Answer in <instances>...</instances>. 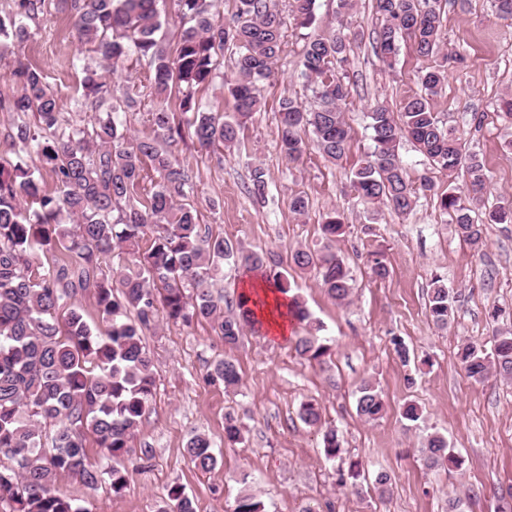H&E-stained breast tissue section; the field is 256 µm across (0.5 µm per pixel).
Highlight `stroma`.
<instances>
[{
	"instance_id": "1",
	"label": "stroma",
	"mask_w": 512,
	"mask_h": 512,
	"mask_svg": "<svg viewBox=\"0 0 512 512\" xmlns=\"http://www.w3.org/2000/svg\"><path fill=\"white\" fill-rule=\"evenodd\" d=\"M374 5L375 0H356L340 20L336 0H316L315 22L306 30L294 20V0H281L283 53L261 86L262 108L240 144L216 155L189 143L171 147L196 184L190 202L200 222L232 243L274 252L283 269H291L295 249L322 248L327 212L342 215L349 229L336 247L353 278L349 301L331 299L315 271L296 272L291 281L293 293L320 322L321 337L332 344L330 360L320 365L296 353L295 339L306 333L299 320L292 336L275 343L245 328L233 347L209 322L186 327L160 320L144 336L156 367V391L133 441L135 449H148V456L133 457L130 482L118 494L106 485L91 490L71 479L58 485L89 512H155L174 484L194 498L197 512H233L246 489L263 502L265 512H301L311 502L332 503L334 512H448L452 492L462 499L461 512H496L499 497L512 490V382L493 376L475 382L456 356L461 343L488 346L497 332L512 329V224L486 225L483 244L475 246L459 235L433 196H420L415 209L401 215L364 207L350 188L352 170L371 146L365 112L378 102L399 111L405 99L419 93V74L427 65L404 41L394 69L383 67L373 50L379 26ZM337 27L352 43L341 66L352 87L343 107L350 149L334 163L312 149L299 163L287 164L276 139L279 101L287 94L308 101L300 76L304 34ZM442 50L463 62L449 71L434 109L461 137L465 153L477 154L484 164L486 190L476 208L481 217L512 206V123L498 108L500 98L512 94V20L497 15L493 0H447ZM18 56L44 70L66 118L83 124L87 115L76 110L75 101L89 58L81 53L59 0H49L33 37L8 43L0 53L1 99L18 92L11 76ZM106 79L118 97L135 102L123 116L131 134H150L148 114L159 102L148 70L131 57ZM256 166L265 170L269 184L263 203L248 193ZM297 193L308 199L302 216L288 206ZM375 253L388 267L386 278H376L370 269ZM436 274L447 277L455 297V319L444 329L426 310ZM495 308L501 314L494 320L488 313ZM398 341L408 348V360L395 353ZM220 357L238 366V391L204 382ZM368 379L386 406L374 422L359 417L355 408L357 389ZM309 399L320 403L325 423L337 428L341 459L326 460L321 432L300 420L299 407ZM407 403L419 407L417 422L402 417ZM229 413L247 427L243 443L234 446L224 442ZM195 433L214 443L219 465L213 472L196 469L184 453ZM433 433L447 438L464 461L462 469L424 466L420 450ZM354 461L361 464V479L340 483V470ZM380 469L392 476L384 495L371 481Z\"/></svg>"
}]
</instances>
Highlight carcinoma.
<instances>
[{"label": "carcinoma", "instance_id": "carcinoma-1", "mask_svg": "<svg viewBox=\"0 0 512 512\" xmlns=\"http://www.w3.org/2000/svg\"><path fill=\"white\" fill-rule=\"evenodd\" d=\"M73 22L78 42L97 58L81 79L77 107L89 113L80 127L69 125L59 111L54 91L43 71L16 59L12 75L20 86L0 109L13 114L7 132L12 146L35 153L56 183L47 192L22 157L0 158V502L10 512H89L59 494L56 485L73 479L95 489L106 482L115 494L129 483V471L93 463L86 451L91 432L103 454L119 460L133 453L132 440L155 394L154 362L143 344L144 332L157 325L159 314L189 325L208 320L224 343L235 345L243 326L255 324L248 301H238L239 313L224 314L218 291L224 263L233 262L265 276L270 287L285 296L292 291L288 272L277 270L273 254L233 244L220 232L199 223L189 203L192 178L168 146L190 141L204 150L231 147L261 110L259 84L269 79L283 52L284 18L278 0H234L231 18L214 12V0H60ZM171 3L181 25L176 53H168L159 37V3ZM383 20L376 31L375 53L394 67L400 40L409 38L418 56L441 53L442 0H375ZM47 13L46 0H13L12 11L0 14V41L19 43L32 37L29 24ZM234 48V78L228 83L234 112L206 111L195 102L198 88L224 75V47ZM350 41L341 33L307 37L301 50L302 76L316 105L283 96L279 103L277 144L290 164L315 146L327 159H342L349 147V127L341 104L349 96L346 76L336 66L347 59ZM134 55L151 70L156 96L182 94L184 119L159 107L149 113L152 134L132 138L120 118L131 100H118L104 77ZM448 82L446 62L421 70L420 93L406 99L399 113L383 104L366 113L372 151L353 171L352 191L364 205H384L396 213L411 212L419 194L432 192L427 177L413 181L400 157L405 140L412 142L430 165L451 177L464 170L468 194L452 185L438 194L439 209L449 215L461 236L483 240L484 223H512V210L488 212L486 222L472 216V205L486 186L482 162L463 153L461 139L444 126L433 101ZM153 190L140 199L142 183ZM250 192L264 200L266 173H250ZM347 225L339 214H327L321 225L326 244L312 252L296 250L294 268H314L328 295L348 300L352 287L348 267L336 250ZM64 250L70 263L39 271L34 256ZM117 260L111 274L102 265ZM92 291L105 329L95 330L71 304L80 291ZM428 314L445 328L454 317L447 279L436 274L428 293ZM296 351L319 364L331 357L330 344L315 336L296 341ZM467 376L482 382L490 373L512 379V332L493 338L487 350L472 342L457 352ZM209 384L236 389L241 376L224 357L210 365ZM357 414L367 422L382 417L384 402L365 381L356 398ZM299 417L309 427L321 423V408L313 400L301 404ZM245 426L229 413L224 442L244 440ZM326 459L340 456L337 430L322 436ZM432 468L463 464L437 433L421 449ZM185 454L195 468L214 471L218 457L211 439L193 434ZM157 512H196L185 489L168 490ZM234 512H264L249 490L236 500Z\"/></svg>", "mask_w": 512, "mask_h": 512}]
</instances>
